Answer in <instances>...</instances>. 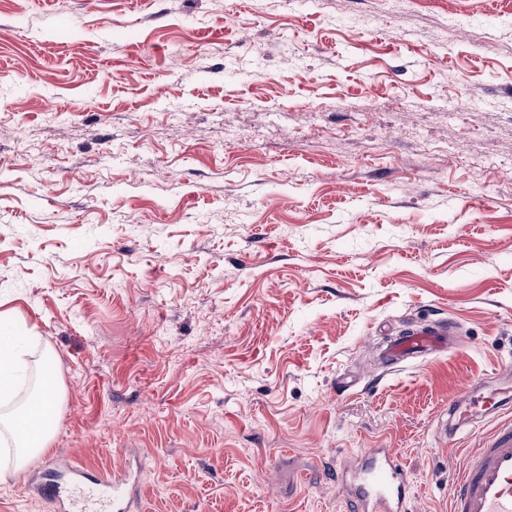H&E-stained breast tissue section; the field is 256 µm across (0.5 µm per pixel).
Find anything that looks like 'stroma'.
Segmentation results:
<instances>
[{
	"label": "stroma",
	"mask_w": 512,
	"mask_h": 512,
	"mask_svg": "<svg viewBox=\"0 0 512 512\" xmlns=\"http://www.w3.org/2000/svg\"><path fill=\"white\" fill-rule=\"evenodd\" d=\"M0 319L63 399L0 512L132 448L144 512H355L365 448L450 512L496 423L437 422L512 371V0H0ZM461 330L451 319L409 326L390 339L382 348V362L390 368L400 367L416 358L450 352L459 344Z\"/></svg>",
	"instance_id": "obj_1"
}]
</instances>
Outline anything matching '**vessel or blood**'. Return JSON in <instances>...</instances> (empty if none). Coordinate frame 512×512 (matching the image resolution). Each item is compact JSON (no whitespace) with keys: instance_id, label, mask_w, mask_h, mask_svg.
<instances>
[{"instance_id":"b4317fda","label":"vessel or blood","mask_w":512,"mask_h":512,"mask_svg":"<svg viewBox=\"0 0 512 512\" xmlns=\"http://www.w3.org/2000/svg\"><path fill=\"white\" fill-rule=\"evenodd\" d=\"M460 334L452 321L414 324L390 339L380 357L396 368L453 350ZM511 404L512 384L505 381L474 392L466 403L449 402L448 415L458 428L490 417L501 419L492 437L470 452L450 496L451 512H512V420L502 417ZM345 479L358 512H406L408 475L395 449H365ZM37 491L53 512H131L140 501L138 487L107 472L89 478L74 475L65 488L47 479Z\"/></svg>"}]
</instances>
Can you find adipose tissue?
Returning <instances> with one entry per match:
<instances>
[{
    "instance_id": "ef3b65f1",
    "label": "adipose tissue",
    "mask_w": 512,
    "mask_h": 512,
    "mask_svg": "<svg viewBox=\"0 0 512 512\" xmlns=\"http://www.w3.org/2000/svg\"><path fill=\"white\" fill-rule=\"evenodd\" d=\"M27 369L26 351L20 342L0 340V439L8 441L10 454L0 459V468L19 472L35 455L46 451L51 434L44 433L28 439L19 430L26 406L17 405V385Z\"/></svg>"
}]
</instances>
